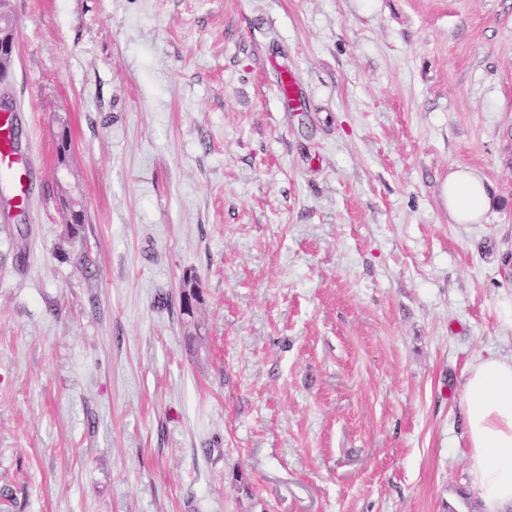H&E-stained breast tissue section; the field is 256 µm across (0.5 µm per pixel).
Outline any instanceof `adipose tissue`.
Masks as SVG:
<instances>
[{
    "label": "adipose tissue",
    "instance_id": "1",
    "mask_svg": "<svg viewBox=\"0 0 512 512\" xmlns=\"http://www.w3.org/2000/svg\"><path fill=\"white\" fill-rule=\"evenodd\" d=\"M442 197L454 224L480 223L491 204L484 178L460 165L449 173ZM465 389L464 436L484 512H512V356H479Z\"/></svg>",
    "mask_w": 512,
    "mask_h": 512
}]
</instances>
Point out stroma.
Here are the masks:
<instances>
[{"label": "stroma", "instance_id": "stroma-1", "mask_svg": "<svg viewBox=\"0 0 512 512\" xmlns=\"http://www.w3.org/2000/svg\"><path fill=\"white\" fill-rule=\"evenodd\" d=\"M12 9L35 189L0 186V512H484L464 384L512 355V0ZM457 164L482 223L448 221ZM442 197L452 224H479L491 204L484 178L460 165L448 174ZM180 309L188 325L194 324L195 312L202 300V291L195 278L190 274L184 275L179 291Z\"/></svg>", "mask_w": 512, "mask_h": 512}]
</instances>
